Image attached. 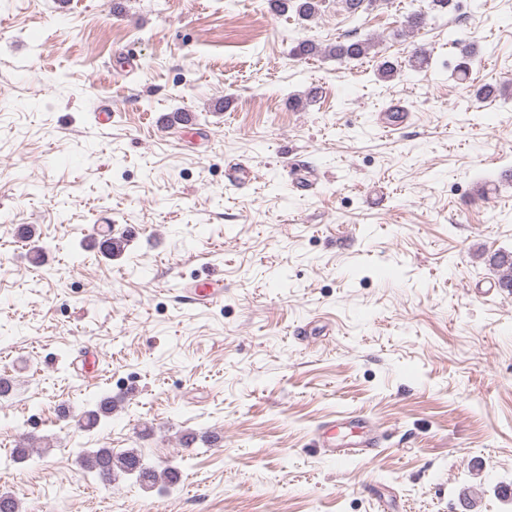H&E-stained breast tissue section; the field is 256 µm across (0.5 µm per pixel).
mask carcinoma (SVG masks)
Returning a JSON list of instances; mask_svg holds the SVG:
<instances>
[{"label": "carcinoma", "mask_w": 512, "mask_h": 512, "mask_svg": "<svg viewBox=\"0 0 512 512\" xmlns=\"http://www.w3.org/2000/svg\"><path fill=\"white\" fill-rule=\"evenodd\" d=\"M274 6L282 11L288 9L302 20L314 17L320 10L321 0H271ZM459 49V62L456 66V75L460 80L468 78L473 47L469 44H456ZM374 48V39L371 37L338 40L326 48H321L312 39H302L293 49V56L307 58L321 52L327 53L340 62L359 60L367 57ZM490 265L503 272L500 278V287L512 289V255L506 252H495L489 257ZM115 401L110 395H102L87 407L77 419V426L83 431H92L100 427L106 419L112 416ZM82 463L88 472L94 474L103 483H112L119 477L136 474L141 485L150 487L154 485L158 476H165L166 481L174 486L180 481V472L173 467H166L159 472L156 468L144 463L141 452L136 448H129L116 452L111 448H98L82 457Z\"/></svg>", "instance_id": "1"}]
</instances>
